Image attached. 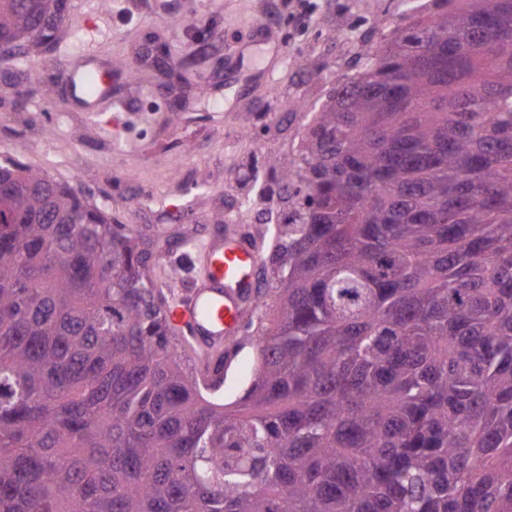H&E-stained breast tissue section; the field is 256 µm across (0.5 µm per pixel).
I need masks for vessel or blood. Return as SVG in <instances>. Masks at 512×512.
Masks as SVG:
<instances>
[{"instance_id": "obj_1", "label": "vessel or blood", "mask_w": 512, "mask_h": 512, "mask_svg": "<svg viewBox=\"0 0 512 512\" xmlns=\"http://www.w3.org/2000/svg\"><path fill=\"white\" fill-rule=\"evenodd\" d=\"M77 63L58 65L59 80L75 112L96 113L105 107L126 111L114 99L106 80L107 60L91 50L78 54ZM195 269L190 288L173 299L168 319L183 341L197 347L222 343L243 329L242 308L257 297L256 253L238 237L207 234L185 245Z\"/></svg>"}]
</instances>
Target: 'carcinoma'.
Segmentation results:
<instances>
[{
  "label": "carcinoma",
  "mask_w": 512,
  "mask_h": 512,
  "mask_svg": "<svg viewBox=\"0 0 512 512\" xmlns=\"http://www.w3.org/2000/svg\"><path fill=\"white\" fill-rule=\"evenodd\" d=\"M68 11L0 0V44L56 52ZM382 41L284 174L230 403L182 363L161 235L0 159V512H512V0Z\"/></svg>",
  "instance_id": "obj_1"
}]
</instances>
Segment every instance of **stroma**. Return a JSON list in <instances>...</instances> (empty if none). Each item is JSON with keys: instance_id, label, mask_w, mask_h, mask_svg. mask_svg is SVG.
<instances>
[{"instance_id": "stroma-1", "label": "stroma", "mask_w": 512, "mask_h": 512, "mask_svg": "<svg viewBox=\"0 0 512 512\" xmlns=\"http://www.w3.org/2000/svg\"><path fill=\"white\" fill-rule=\"evenodd\" d=\"M63 48L93 46L112 62V93L132 111L90 115L62 98L15 106L0 95V156L15 155L78 188L118 223L164 229L168 259L188 278L182 242L200 225L251 241L288 213L280 178L297 168L315 110L356 55L361 35L388 31L402 0H68ZM166 104L144 99L147 87ZM54 130L46 138V130ZM185 204L182 216L167 209ZM270 250L259 251L264 304L252 334L227 341L224 400L239 398L258 361L253 333L276 307Z\"/></svg>"}]
</instances>
